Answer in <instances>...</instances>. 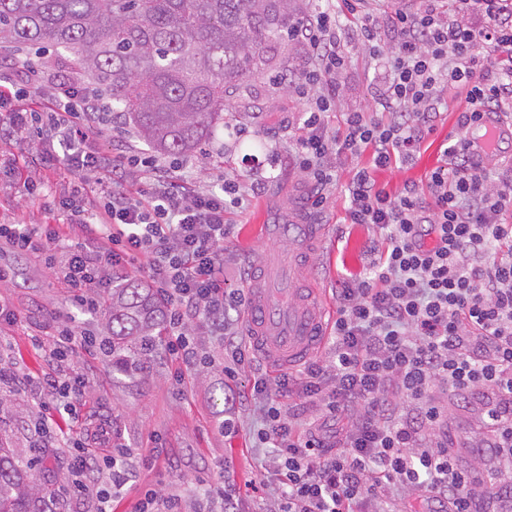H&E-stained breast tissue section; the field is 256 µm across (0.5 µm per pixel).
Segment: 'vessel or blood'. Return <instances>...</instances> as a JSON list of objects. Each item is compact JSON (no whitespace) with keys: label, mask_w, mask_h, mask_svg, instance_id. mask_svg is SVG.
Wrapping results in <instances>:
<instances>
[{"label":"vessel or blood","mask_w":512,"mask_h":512,"mask_svg":"<svg viewBox=\"0 0 512 512\" xmlns=\"http://www.w3.org/2000/svg\"><path fill=\"white\" fill-rule=\"evenodd\" d=\"M506 137H512V123L491 112L475 124L469 148L487 162ZM285 232L294 248L300 249L323 236L326 229L318 224H290ZM324 328V313L311 298L294 296L284 301L268 288L255 289L251 296L247 331L273 364H290L312 354Z\"/></svg>","instance_id":"b4317fda"}]
</instances>
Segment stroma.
I'll use <instances>...</instances> for the list:
<instances>
[{
  "label": "stroma",
  "instance_id": "stroma-1",
  "mask_svg": "<svg viewBox=\"0 0 512 512\" xmlns=\"http://www.w3.org/2000/svg\"><path fill=\"white\" fill-rule=\"evenodd\" d=\"M346 67L339 77L340 93L330 126H337L345 113H379L376 94L384 71L357 40L345 47ZM307 60V49L294 41L283 42L266 66L254 70L226 99L224 122L196 152L161 155L162 163L178 168L193 189H218L223 179L243 188L260 186L246 211L229 210V234L224 239V277L228 287L249 288L251 271L263 253L287 262L291 255L288 239L274 235L273 225L300 221L323 224L324 237L314 247L305 271L310 287L319 289L327 306L335 307L336 290L343 280L357 277L370 259L378 235L366 225L346 221L348 202L341 190H332L323 208L311 205L314 189L291 161L293 136L302 122L304 105L289 89L282 88V75H295ZM441 114L420 154L410 166L375 170L378 185L396 193L405 184L420 182L444 159L448 135L459 112L467 107L466 91L451 85L440 89ZM35 136L27 140H0V224H25L40 228L62 224L64 216L53 206L54 195L68 189L74 177L63 169L35 170L32 157ZM35 180L37 191L27 196L24 181ZM0 272L8 280L0 290L18 315L12 325L0 326L8 347L0 360L19 376L37 377L50 365L37 341L51 342L57 334L58 316L75 312L72 296L61 275L44 265L41 255L16 254L0 239ZM195 341L213 356L211 366H197L184 382H176L175 368L157 343L147 362L125 368L112 364L109 353L98 349L80 350L74 361L90 382L87 407L92 415L110 419L112 443L144 456L156 455L151 466H133L123 492L112 498V512H133L148 490L165 495L179 492L202 512L207 502L193 491L195 481L216 485L236 483L240 489L239 512H275L276 498L264 484V464L271 449L259 447L256 432L260 413L247 406L238 408V430L227 435L220 428L225 398L220 360L222 348L210 336L206 323H199ZM47 415L53 427L69 429L67 416L43 410L39 399L0 382V441L20 456H28L43 439L34 430L39 415Z\"/></svg>",
  "mask_w": 512,
  "mask_h": 512
}]
</instances>
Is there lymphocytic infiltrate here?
<instances>
[{"label":"lymphocytic infiltrate","instance_id":"f902f5d3","mask_svg":"<svg viewBox=\"0 0 512 512\" xmlns=\"http://www.w3.org/2000/svg\"><path fill=\"white\" fill-rule=\"evenodd\" d=\"M390 20L382 43L380 22L364 18L359 36L386 76L379 89L385 116L345 113L328 127L327 114L345 66V33L332 8L298 23L294 36L310 61L290 84L303 100L293 161L315 189L313 207L343 187L346 219L380 233L384 244L363 276L336 290L329 358L304 361L276 383L254 377L250 399L264 426L260 445L274 448L266 484L277 512H396L393 494L432 499L434 512H504L512 491H491L489 475L512 481V178L497 181L466 148L468 128L482 114L512 109V0H454L440 11L421 0ZM478 22L463 23L461 13ZM20 83H0V131L18 137L36 131L37 163L66 166L77 185L57 206L77 243L52 226L36 231L0 224V238L20 254H41L59 268L82 309H99L113 279L146 267L169 305L166 350L176 379L195 366L190 320H211L230 357L225 377L247 366L257 349L232 334L233 312L248 303L244 290L224 287V214L240 207L235 182L220 190H188L153 158L127 161L99 150L104 127L117 123L96 87L71 79L46 80L27 62H13ZM466 87L468 108L448 136L447 163L431 170L425 187L397 194L380 187L373 170L412 161L439 113L442 84ZM15 103L6 111L7 103ZM370 151V166L338 183V161ZM148 170L141 197L124 187L137 167ZM98 186L85 192L87 182ZM91 248H84V241ZM93 340L67 317L45 353L52 369L19 385L72 421L84 415L87 382L73 364L77 348ZM444 384L476 411L490 435L474 441L469 467H460L442 436L445 409L433 388ZM301 388L304 412L324 407L333 417L355 410L332 446L315 430L299 432V415L283 399ZM107 426L69 436L66 491L108 512L127 483L132 449L109 452Z\"/></svg>","mask_w":512,"mask_h":512}]
</instances>
